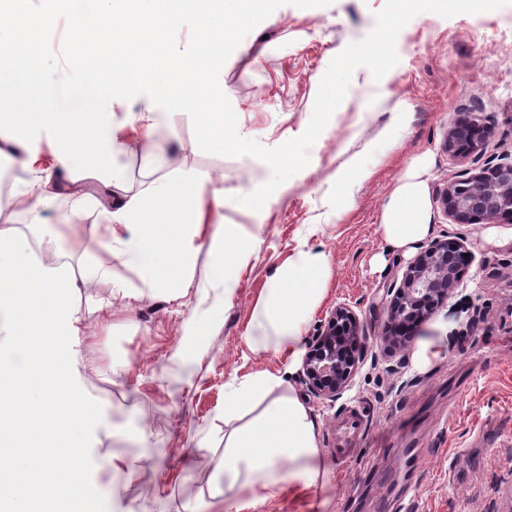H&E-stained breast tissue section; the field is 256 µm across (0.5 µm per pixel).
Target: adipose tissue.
<instances>
[{
    "label": "adipose tissue",
    "instance_id": "ef3b65f1",
    "mask_svg": "<svg viewBox=\"0 0 512 512\" xmlns=\"http://www.w3.org/2000/svg\"><path fill=\"white\" fill-rule=\"evenodd\" d=\"M76 3L108 33L113 46L107 63H100L96 55L86 56L87 81L79 87L71 83L68 67L44 68L42 40L50 15L28 18L21 28L26 36L18 40L14 34L20 28L7 20L6 9H0V89L12 95L10 110L0 113V141L22 144L25 131L38 124L53 130L51 147L61 166L98 172L95 200L108 230L104 247L111 261L91 263L89 276L110 278L126 298H181L192 279V236L206 222L209 208L223 207L225 192L209 194L200 180L175 176L128 194L122 171L108 166L107 160L124 149L114 137L116 130L139 124L146 133L136 149L146 167L159 165L166 149L152 131L162 104L192 109L196 144L218 152L242 147L223 113L200 110L196 104L206 97L213 73L224 67L228 18H245L249 12L242 0H53V9L67 13ZM188 15L195 17L197 41L210 46L209 54L183 57L165 52L170 33ZM146 84L153 96L145 100L141 88ZM76 94L90 97L89 111L57 110L60 99ZM136 99L143 102L140 111L115 114V106ZM34 184L26 194L30 223H42L48 200L64 198L74 215L86 204L87 194L76 177L60 180L53 171L41 170ZM432 231L425 184L417 169H409L384 205L378 232L390 248L404 250ZM258 246V235L241 234L233 224L214 232L209 244L212 275L223 283L225 299H232L235 292L234 270L247 265ZM129 271L137 274L140 287L127 282ZM331 275L329 258L318 246H301L277 267L251 315L254 351L272 348L296 356ZM282 383L281 375L263 370L224 384L225 419H246L224 437L220 473L227 512H245L248 506L237 495L242 477L260 480L262 489L271 493L283 486L293 493L318 481L320 450L308 408L295 395L266 400Z\"/></svg>",
    "mask_w": 512,
    "mask_h": 512
}]
</instances>
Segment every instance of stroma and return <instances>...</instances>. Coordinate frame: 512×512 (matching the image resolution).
Returning a JSON list of instances; mask_svg holds the SVG:
<instances>
[{
  "label": "stroma",
  "instance_id": "stroma-1",
  "mask_svg": "<svg viewBox=\"0 0 512 512\" xmlns=\"http://www.w3.org/2000/svg\"><path fill=\"white\" fill-rule=\"evenodd\" d=\"M224 55L222 110L247 151L195 145L188 113L159 128L177 159L169 170L197 174L207 189L264 192L259 214L226 200L215 223L258 234L250 263L237 270L232 304L211 277L208 248L194 250L182 298H116L111 281L81 283L83 314L74 346L76 380L98 401L102 421L91 444L92 482L108 512H225L224 384L260 370L287 373L278 399L304 396L287 355L253 352L248 324L276 267L301 242L322 246L333 276L307 327L346 303L366 336L350 390L328 406H307L317 422L323 475L301 493L280 491L250 512H512V242L493 229L456 224L434 200L476 158L448 157L443 140L456 115L481 112L494 136L486 158L512 162V0L482 12L395 15L392 0H264L234 27ZM289 154L291 164L278 160ZM425 162L433 238H466L472 261L461 284L412 338L431 336L438 354L414 367L412 348L384 349L386 291L417 253L387 251L377 226L390 193L415 159ZM67 205L47 202L38 225L22 211L0 213L27 238L49 239L80 271L97 253L95 208L64 229ZM106 301V313L94 303ZM222 316L205 336L191 326L213 309ZM362 427L354 451L338 460L336 431L350 415ZM131 475L114 478L112 457Z\"/></svg>",
  "mask_w": 512,
  "mask_h": 512
}]
</instances>
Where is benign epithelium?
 Listing matches in <instances>:
<instances>
[{"label":"benign epithelium","mask_w":512,"mask_h":512,"mask_svg":"<svg viewBox=\"0 0 512 512\" xmlns=\"http://www.w3.org/2000/svg\"><path fill=\"white\" fill-rule=\"evenodd\" d=\"M491 124L476 112L457 116L442 148L453 158L481 154L492 135ZM436 202L455 224L512 223V163L486 161L458 173L436 192ZM461 238L430 242L408 263L399 285L390 288L386 312L392 324L383 342L396 344L403 328L432 316L457 288L470 262ZM363 326L356 312L340 304L320 320L302 364V383L321 403L332 406L350 389L361 356Z\"/></svg>","instance_id":"benign-epithelium-1"}]
</instances>
